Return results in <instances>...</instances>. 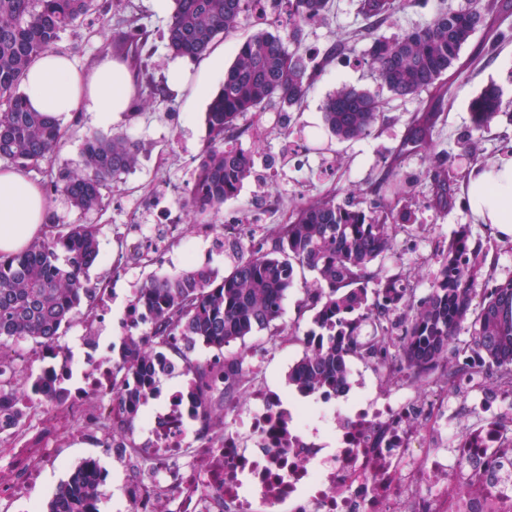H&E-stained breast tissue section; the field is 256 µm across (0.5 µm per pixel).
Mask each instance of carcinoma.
Masks as SVG:
<instances>
[{
    "label": "carcinoma",
    "mask_w": 512,
    "mask_h": 512,
    "mask_svg": "<svg viewBox=\"0 0 512 512\" xmlns=\"http://www.w3.org/2000/svg\"><path fill=\"white\" fill-rule=\"evenodd\" d=\"M257 0H174L167 29L170 50L200 57L220 36L231 34ZM327 0H286L288 37L297 48H286L277 31L258 33L244 41L224 74L222 87L206 112L210 146L201 157L187 188L195 213L217 210L237 196L254 170L253 155L233 145L241 117L274 105L287 112L307 96L316 65L298 49L303 25L323 15ZM430 0H359V11L375 30L395 14L424 13ZM97 9L96 0H0V160L21 167L39 164L59 144V122L31 111L20 92L31 62L54 48L60 33ZM479 5L440 13L431 21L386 38L371 36L370 64L396 97L415 96L438 85L483 23ZM115 48L131 58L136 83L148 75L151 48L141 28L128 26ZM381 112L368 91L342 86L327 100L324 120L341 141L370 133ZM475 129L488 126L502 112L495 86L484 88L470 104ZM435 115L416 117L404 146L430 143ZM138 147L122 134L97 132L85 136L80 171L49 182L50 190L66 195L75 207L89 212L103 203V190L138 164ZM434 204L448 207L452 186L441 160L432 174ZM403 186L391 173L374 189L369 208L326 195L300 204L290 222L278 224L247 256L224 273L210 266H191L174 274L151 276L140 286L138 302L148 313V333L124 337L119 344L122 367L138 376V385L116 387L125 411L132 415L155 384L159 355L178 358L202 383L216 374L209 361L195 356L197 345L224 351L257 332L276 343L282 327L277 320L297 271L307 270L301 308L313 312L310 336L316 345L291 367L288 382L298 391L336 388L349 375V359L372 361L381 368L397 360L411 375L427 381L436 372L453 382L473 374L459 355L448 357L462 323H469L471 349L483 366L498 372L500 384L512 388V278L485 289L478 307L472 305L483 279L485 253L470 246L463 229L439 256V271L429 292L416 297L402 273L374 272L395 233L407 227L410 211L389 203L400 199ZM99 255L92 224L51 226L48 236L11 255L0 254V349L14 338L38 344L55 343L82 305L92 308L93 289L86 274ZM370 323L364 337L354 320ZM238 397L237 357H224V392L200 401L203 420L211 425L224 405ZM100 481L77 472L60 484L47 512H98Z\"/></svg>",
    "instance_id": "carcinoma-1"
}]
</instances>
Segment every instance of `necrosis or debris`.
Masks as SVG:
<instances>
[{
  "label": "necrosis or debris",
  "mask_w": 512,
  "mask_h": 512,
  "mask_svg": "<svg viewBox=\"0 0 512 512\" xmlns=\"http://www.w3.org/2000/svg\"><path fill=\"white\" fill-rule=\"evenodd\" d=\"M117 236L124 250L113 267L128 285L122 311L113 309L114 290L100 289L86 332L39 359L48 385L78 377L67 406L78 423L108 416L122 430L110 452L126 475L124 512H512V389L491 386L487 372L440 387L382 369L383 389L360 378L338 394L297 398L269 384L266 366L284 348L267 347L241 356L242 398L211 429L198 404L202 393L224 389V356L215 353L217 373L205 385L187 367H159L179 387L154 388L151 408L125 421L113 348L131 330H147L135 285L143 264L164 268L181 245L182 213L119 225ZM5 404L17 412L8 463L27 483L39 457L27 443L33 407L13 396Z\"/></svg>",
  "instance_id": "necrosis-or-debris-1"
}]
</instances>
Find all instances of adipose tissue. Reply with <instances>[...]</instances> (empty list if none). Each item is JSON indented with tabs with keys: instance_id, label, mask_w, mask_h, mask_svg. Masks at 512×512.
<instances>
[{
	"instance_id": "adipose-tissue-1",
	"label": "adipose tissue",
	"mask_w": 512,
	"mask_h": 512,
	"mask_svg": "<svg viewBox=\"0 0 512 512\" xmlns=\"http://www.w3.org/2000/svg\"><path fill=\"white\" fill-rule=\"evenodd\" d=\"M22 86L34 111L53 119L92 112L104 127L129 112L137 94L122 59L108 54L83 69L54 50L32 61ZM466 194L478 223L512 237V157L475 167ZM47 209L39 183L16 167L0 164V254L19 252L42 237L48 230Z\"/></svg>"
}]
</instances>
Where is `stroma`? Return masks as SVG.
I'll return each instance as SVG.
<instances>
[{"instance_id":"1","label":"stroma","mask_w":512,"mask_h":512,"mask_svg":"<svg viewBox=\"0 0 512 512\" xmlns=\"http://www.w3.org/2000/svg\"><path fill=\"white\" fill-rule=\"evenodd\" d=\"M97 2V10L61 33L57 51L69 54L78 66H91L106 55L117 24L130 21L149 33L152 53L148 70L163 93L148 98L144 108L133 117L112 124V132L127 135L138 146L139 163L105 190L99 210L84 213L65 195L54 192L49 195V222L93 224L98 228L100 261L88 273L93 287L112 278V257L121 250L120 240L112 236L113 225L158 223L157 214L149 210L151 198L170 186L187 188L208 146L207 106L188 104L203 61L175 57L169 52L165 35L171 11H158L154 0ZM358 4L359 0H328L325 13L304 26L305 50L323 55L341 40L348 42V50L318 72L289 127L274 125L259 141L246 135L237 139L238 148L254 155V176L245 182L237 197L225 201L219 210L195 216L193 225L185 226V236H192L194 224H221L248 206L260 213L263 226L272 227L287 223L296 202L330 191L335 192L340 202L351 195L362 201L371 198L379 179L392 168L409 192L414 229L397 234L391 251L383 259L384 269L411 273V285L417 296H424L439 265L431 259L420 260L418 247L437 251L464 225L469 228L472 240L482 244L487 255L486 268L494 281L512 278V240L499 238L484 225L475 223L462 191L475 165L497 162L512 152V39L502 42L493 57H486L480 51L494 31H512V12L487 15L443 77L445 103L431 142L435 152L447 155L448 175L456 179L459 189L452 204L438 210L430 202L431 172L426 152H408L403 148L414 117L428 109L431 96L423 92L400 98L381 84L367 60L369 40L357 37L367 25L358 12ZM286 26V11L282 8L273 10L260 22L247 16L235 32L218 37L214 46L223 50L224 60L229 63L239 43L257 32ZM178 73L183 76L179 83L174 80ZM344 84L369 91L383 105L370 134L355 141L337 140L323 120L327 97ZM491 84L502 93L503 111L489 127L477 131L472 127L469 103ZM62 129L64 137L59 148L39 165L27 167V176L45 184L80 169L83 139L99 129L96 116L91 112L80 113L64 120ZM57 432L51 451L41 461L32 493L34 500L43 503L48 502L71 471L84 461L96 460L104 468H111L109 445L119 430L108 423L98 438L90 439L79 431L71 414L63 412L58 416Z\"/></svg>"}]
</instances>
